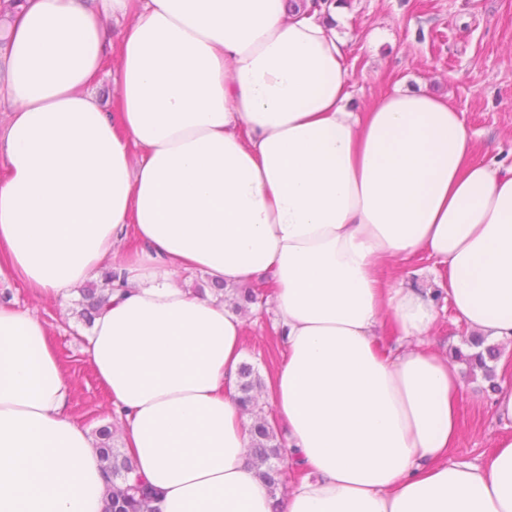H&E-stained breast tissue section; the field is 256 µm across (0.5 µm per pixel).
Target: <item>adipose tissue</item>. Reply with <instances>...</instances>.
Here are the masks:
<instances>
[{
  "label": "adipose tissue",
  "instance_id": "adipose-tissue-1",
  "mask_svg": "<svg viewBox=\"0 0 512 512\" xmlns=\"http://www.w3.org/2000/svg\"><path fill=\"white\" fill-rule=\"evenodd\" d=\"M116 94L94 89L110 54ZM309 0H21L0 12V278L68 297L118 273L85 351L158 512H512V432L451 459L463 387L430 348L431 261L456 321L512 353V169L447 97L350 108ZM136 249H126L128 239ZM271 276L262 404L307 469L271 496L237 394L246 321L184 274ZM37 315L0 302V512H102L96 442ZM431 265L427 259H417L407 266L401 265L406 271L403 275H399L395 269L392 272L386 271V274L391 273L396 276L398 282L403 281L406 286L437 293L440 291V287L436 275L428 270Z\"/></svg>",
  "mask_w": 512,
  "mask_h": 512
}]
</instances>
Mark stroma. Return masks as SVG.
Returning <instances> with one entry per match:
<instances>
[{
	"label": "stroma",
	"mask_w": 512,
	"mask_h": 512,
	"mask_svg": "<svg viewBox=\"0 0 512 512\" xmlns=\"http://www.w3.org/2000/svg\"><path fill=\"white\" fill-rule=\"evenodd\" d=\"M333 26L346 43L358 109L398 86L448 96L476 133L480 160L503 171L512 168V0H346ZM0 300L45 320L73 384L68 413L97 434L108 424L111 406L82 350L90 327L76 314L80 291L42 299L9 280L0 283ZM272 318L268 297L247 315L244 360L262 377L282 358L270 331ZM429 340L445 354L468 348L467 331L454 321L447 301L439 303ZM458 369L465 403L451 457L478 463L500 429L490 410L494 392L466 363Z\"/></svg>",
	"instance_id": "obj_1"
}]
</instances>
